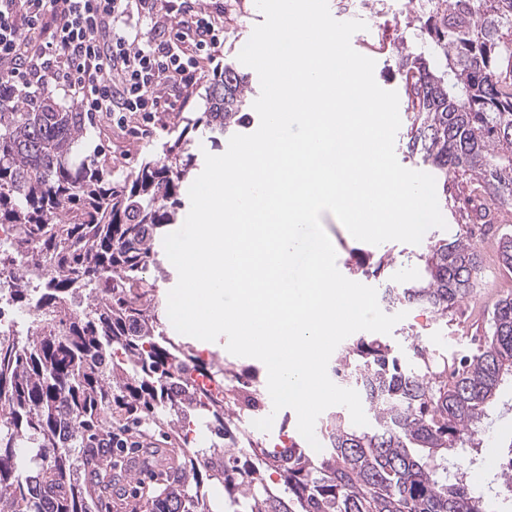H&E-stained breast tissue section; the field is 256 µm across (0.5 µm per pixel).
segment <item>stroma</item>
<instances>
[{
	"label": "stroma",
	"mask_w": 512,
	"mask_h": 512,
	"mask_svg": "<svg viewBox=\"0 0 512 512\" xmlns=\"http://www.w3.org/2000/svg\"><path fill=\"white\" fill-rule=\"evenodd\" d=\"M392 13L383 33L389 41V50L374 54V77L380 87L396 91L399 96L401 126L395 138V153L399 163L411 170H424L420 157L409 155L406 149L410 130V103L406 83L401 70V56L413 45V33L418 24L420 11L417 0H390ZM265 17L256 7L255 0H235L230 19L224 24V45L214 62L206 64L205 76L188 92L187 106L161 113L147 130H137L136 120H129L127 127H120L105 118L96 119L88 126L83 139V153L97 164L110 166L113 172L129 173L142 159H157L162 155L164 142L177 138L187 118L205 111L208 87L223 75L225 69H233L248 81L247 102H254L260 94L257 73L239 62L238 54L249 40L254 27L264 22ZM470 180L457 177L448 182V202L440 211L447 223L446 228L429 229L419 244L412 245L388 241L371 245L354 239L347 229L331 213L321 215L324 231L337 254V267L346 278L383 290L385 281L401 285L412 281L420 264V255L426 254L431 244L440 239L461 236L474 244L477 254H484L483 244L473 234V226L464 214L471 205ZM387 257L390 262L386 277L366 275L354 263L357 254ZM495 296L483 288H476L468 299L454 311L442 316L414 305L407 306V316L387 334V341L397 349L407 350L417 343L448 353L463 354L473 350L474 340L484 333L487 311L495 303ZM512 445V380H505L495 402L489 407L483 430L475 435L471 446L461 448L458 457L449 458V466H460L467 474L471 491L483 497L486 512H512V501L502 502L496 498L494 484L499 468L500 451Z\"/></svg>",
	"instance_id": "35a3bbf8"
}]
</instances>
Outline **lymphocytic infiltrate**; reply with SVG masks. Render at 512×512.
I'll return each mask as SVG.
<instances>
[{"mask_svg": "<svg viewBox=\"0 0 512 512\" xmlns=\"http://www.w3.org/2000/svg\"><path fill=\"white\" fill-rule=\"evenodd\" d=\"M225 0H0V103L31 104L63 86L83 111L152 123L168 89L184 93L224 43ZM166 30L141 42L121 32L130 16Z\"/></svg>", "mask_w": 512, "mask_h": 512, "instance_id": "f902f5d3", "label": "lymphocytic infiltrate"}]
</instances>
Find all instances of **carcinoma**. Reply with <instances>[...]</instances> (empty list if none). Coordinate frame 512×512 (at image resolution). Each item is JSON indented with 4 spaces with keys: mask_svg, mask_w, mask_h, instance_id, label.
Segmentation results:
<instances>
[{
    "mask_svg": "<svg viewBox=\"0 0 512 512\" xmlns=\"http://www.w3.org/2000/svg\"><path fill=\"white\" fill-rule=\"evenodd\" d=\"M416 46L401 59L410 83L407 150L448 195V179L472 180L493 204L512 199V0H438L421 17ZM244 76L226 69L206 111L187 120L213 146L242 122ZM84 112L50 96L37 106L0 105V225L18 228L0 253V275L19 308L43 310L41 325L0 335V512H102L140 484L134 459L157 470L141 512H215L210 490L240 512H485L461 481H448V452L476 431L512 376V295L500 299L486 340L458 361L416 345L401 356L379 338L341 350L333 373L354 386L369 427L341 410L321 420L322 453L267 448L246 420L262 413L255 372L224 387L226 369L189 342L166 335L156 244L176 223L180 189L197 170L182 136L122 176L82 156ZM476 251L441 240L415 279L391 283L383 300L448 314L474 291ZM205 378L222 387L213 394ZM154 434L153 448L116 459L112 421ZM241 429L249 449L197 447L200 426Z\"/></svg>",
    "mask_w": 512,
    "mask_h": 512,
    "instance_id": "obj_1",
    "label": "carcinoma"
}]
</instances>
